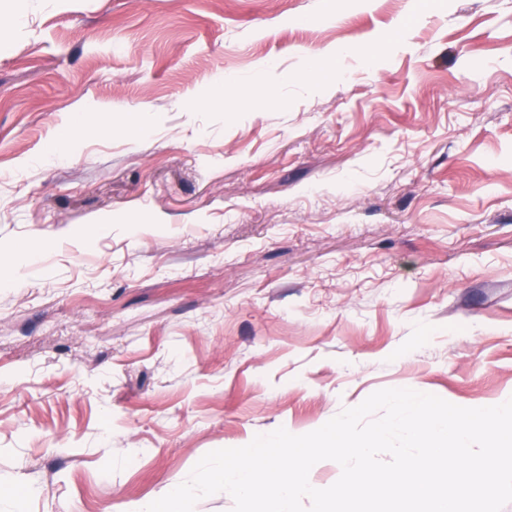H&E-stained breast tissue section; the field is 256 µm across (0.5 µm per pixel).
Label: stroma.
I'll use <instances>...</instances> for the list:
<instances>
[{
  "instance_id": "1",
  "label": "stroma",
  "mask_w": 512,
  "mask_h": 512,
  "mask_svg": "<svg viewBox=\"0 0 512 512\" xmlns=\"http://www.w3.org/2000/svg\"><path fill=\"white\" fill-rule=\"evenodd\" d=\"M1 263L0 512H135L380 389L503 403L512 0L0 9Z\"/></svg>"
}]
</instances>
